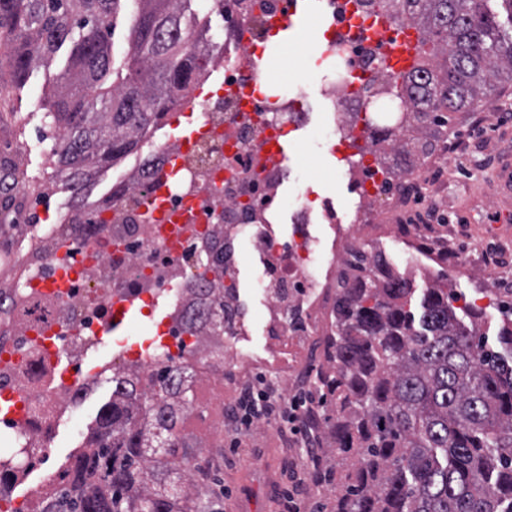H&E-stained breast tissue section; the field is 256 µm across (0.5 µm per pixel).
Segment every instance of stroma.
Returning a JSON list of instances; mask_svg holds the SVG:
<instances>
[{"instance_id": "obj_1", "label": "stroma", "mask_w": 512, "mask_h": 512, "mask_svg": "<svg viewBox=\"0 0 512 512\" xmlns=\"http://www.w3.org/2000/svg\"><path fill=\"white\" fill-rule=\"evenodd\" d=\"M283 46L282 63L270 77L275 83H288V96L296 99L309 77L317 75L322 66L319 58L302 54L291 41H284ZM67 57V50H59L48 65L31 70L21 82L16 81L8 63L0 62V82L13 88L11 95H0V162H8L9 175L16 183L15 188L0 192V259L14 246L27 244L38 221L35 207L46 186L54 188L52 204L71 198L65 186L52 182L50 149L54 131L40 106ZM484 100L495 105L484 123L474 124L471 112H453L447 126L438 129L435 143L469 141L473 147L457 153L448 163L432 165L429 178L435 190L426 196L423 205L439 211L453 225L459 217H466L463 236L449 243L459 255V263L449 265L440 255L431 265L434 270L447 271L448 284L456 292L485 307L480 330L492 338L498 331L500 315L490 306L488 295L512 286V82L488 88ZM309 110L310 123L288 133L286 139L291 147H305L322 167L331 169L334 178L328 184L317 178L292 180L284 191L291 198L305 191L317 199L331 198L338 217L349 221L358 194L347 167L337 166L331 153L340 135L329 120V101L323 91L311 94ZM489 252L500 255L501 262L490 276H479L477 270ZM111 394V382L100 380L79 420L65 416L59 419L49 462L40 474L32 475V482L65 471L78 453L76 431L91 432L100 407ZM233 397V391L219 379L199 378L195 384L196 406L180 427L190 443L200 446L195 480L206 491L208 512H288L285 489L293 478L304 479L316 464L327 477L316 486L304 484L299 497L301 510L332 512L339 477L334 473L336 454L329 448L327 432L315 435L319 448L315 457L308 454L302 440L286 441L277 432L254 426L236 434L220 408L222 401ZM234 438L239 441L235 449L229 446Z\"/></svg>"}]
</instances>
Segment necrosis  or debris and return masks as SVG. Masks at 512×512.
<instances>
[{
    "label": "necrosis or debris",
    "instance_id": "4bbe7bcc",
    "mask_svg": "<svg viewBox=\"0 0 512 512\" xmlns=\"http://www.w3.org/2000/svg\"><path fill=\"white\" fill-rule=\"evenodd\" d=\"M347 4L329 2L326 52L336 63V77L324 92L351 135L356 119L369 112H402L406 106L372 98L367 80L382 60L369 41L352 36L368 15L348 11ZM285 6V0H224V53L210 60L223 86L185 106L212 131L193 142L181 167L164 170L169 154L181 149V136L147 139L139 168L121 173L113 185L109 210L59 206L55 223L35 229L28 247L13 255L17 271L0 284V393L24 391L25 419L18 423L0 414V460L8 470L18 467L15 448L50 447L60 411H79L89 389L110 369L145 375L163 365L192 364L240 391L247 386L245 370L255 366L267 370L272 396L307 385L310 369L289 362L288 348H307L327 335L326 316L348 250L364 247L373 233L386 229L409 242L421 236L414 200L429 186L426 172L433 160L421 150L411 165L395 171L372 153L353 169L359 206L351 223L338 221L328 199L317 210L298 201L289 224L275 223L271 205L283 200L292 171L267 155V144L308 123L311 115L270 94L246 101L245 91L257 78L256 53L268 39L267 23ZM354 68L366 78L355 89L349 77ZM163 172L165 218L171 222L165 237L158 233L161 217L148 204ZM314 224L329 225L330 241L311 232ZM218 246L224 249L229 311L220 336L204 315V288ZM245 249L260 262L254 294L263 310L265 345L259 351L250 345L249 309L239 300ZM123 294L135 297L145 318L167 300L168 313L158 325L162 343L133 356L119 340L108 365L86 367V346L116 332L108 312L113 297ZM67 372L79 374V382L67 384Z\"/></svg>",
    "mask_w": 512,
    "mask_h": 512
}]
</instances>
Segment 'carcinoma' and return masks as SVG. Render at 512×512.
<instances>
[{
    "label": "carcinoma",
    "instance_id": "1",
    "mask_svg": "<svg viewBox=\"0 0 512 512\" xmlns=\"http://www.w3.org/2000/svg\"><path fill=\"white\" fill-rule=\"evenodd\" d=\"M123 0H0V44L16 79L63 46L67 65L42 102L53 128L55 177L84 205L96 164L137 150L206 71L208 16L184 21L191 0H138L129 51L112 56L110 30ZM392 16L420 34L411 70L386 75L379 94L410 104L406 118L433 127L475 107L483 89L512 80V0H398ZM368 138L398 157L390 130ZM208 317L224 329V289L209 288ZM414 289L382 252H350L336 285L326 420L343 463L334 512H512V305L498 345H486L485 310L435 281L412 309ZM187 369L166 366L148 384L112 381V398L73 466L36 512H198L192 470L169 457L188 449L178 427L193 403Z\"/></svg>",
    "mask_w": 512,
    "mask_h": 512
}]
</instances>
